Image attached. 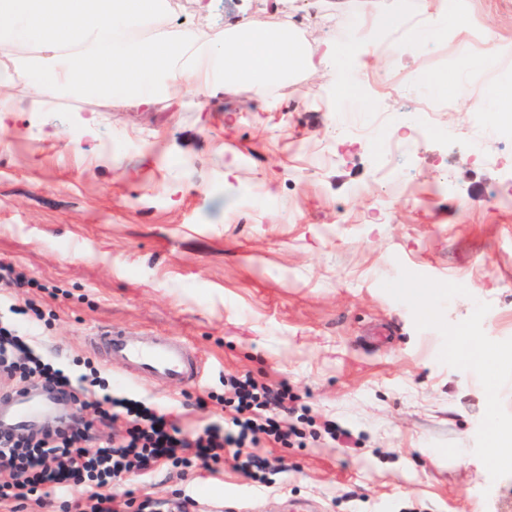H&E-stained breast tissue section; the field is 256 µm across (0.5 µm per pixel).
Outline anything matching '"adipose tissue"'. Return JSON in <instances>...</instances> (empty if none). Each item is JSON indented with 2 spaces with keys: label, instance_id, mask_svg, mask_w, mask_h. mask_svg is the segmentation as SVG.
I'll use <instances>...</instances> for the list:
<instances>
[{
  "label": "adipose tissue",
  "instance_id": "ef3b65f1",
  "mask_svg": "<svg viewBox=\"0 0 512 512\" xmlns=\"http://www.w3.org/2000/svg\"><path fill=\"white\" fill-rule=\"evenodd\" d=\"M168 22L166 0H0V48L36 40V57L16 58L0 72V86L15 74L38 70L34 100L63 88L131 95L142 105L155 98L187 100L203 109L216 94L248 92L272 103L278 85L326 73L300 30L239 21L222 35L184 28L156 39L147 27Z\"/></svg>",
  "mask_w": 512,
  "mask_h": 512
}]
</instances>
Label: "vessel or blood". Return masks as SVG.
<instances>
[{"label": "vessel or blood", "mask_w": 512, "mask_h": 512, "mask_svg": "<svg viewBox=\"0 0 512 512\" xmlns=\"http://www.w3.org/2000/svg\"><path fill=\"white\" fill-rule=\"evenodd\" d=\"M87 341L104 350L110 364L123 372L160 387H189L201 374V361L185 340L177 336L143 335L112 326L92 332ZM54 399L42 392L37 400L16 392L0 397V420L14 435H24L36 425L43 409Z\"/></svg>", "instance_id": "obj_1"}]
</instances>
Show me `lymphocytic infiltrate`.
I'll return each instance as SVG.
<instances>
[{
    "mask_svg": "<svg viewBox=\"0 0 512 512\" xmlns=\"http://www.w3.org/2000/svg\"><path fill=\"white\" fill-rule=\"evenodd\" d=\"M20 323L0 322V373L20 383L39 379L44 385L81 395L84 417L43 431L40 437L6 438L0 444V512H43L61 502L63 512H128L135 503L126 492L116 504L112 482L143 476L157 466L213 470L228 448H255L263 438L287 440L277 415L289 398L287 388H271L251 378H229L237 401L232 428L214 423L187 437L163 411L145 406L122 392L99 391L97 371L72 376L36 355L23 324L42 312L33 301L11 305ZM124 422L121 440L95 434L98 423Z\"/></svg>",
    "mask_w": 512,
    "mask_h": 512,
    "instance_id": "1",
    "label": "lymphocytic infiltrate"
}]
</instances>
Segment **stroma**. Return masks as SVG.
<instances>
[{
  "label": "stroma",
  "instance_id": "35a3bbf8",
  "mask_svg": "<svg viewBox=\"0 0 512 512\" xmlns=\"http://www.w3.org/2000/svg\"><path fill=\"white\" fill-rule=\"evenodd\" d=\"M207 2L200 13L168 0L209 35L314 15L311 52L335 46L361 107L307 75L282 85L275 109L242 92L203 112L88 90L35 104L15 78L18 111L0 127V262L33 285L0 284V316L41 301L34 345L110 382L120 371L87 344L95 328L183 337L203 363L196 386L122 388L187 434L231 423L225 375L295 394L279 418L302 425L304 445L263 442V481L228 448L217 473L160 468L114 494L150 505L182 492L201 512H512V466L487 460L490 418L512 423V363L500 359L512 352V139L494 159L475 155L473 107L454 87L488 45L512 52V0H459L455 14L410 0L434 36L388 70L348 45V28L396 0ZM417 73L426 92L409 83ZM435 102L449 136L415 139L409 120ZM376 117L402 129L405 152L389 162ZM472 342L492 355L485 371L466 357ZM330 420L353 442L326 438Z\"/></svg>",
  "mask_w": 512,
  "mask_h": 512
}]
</instances>
